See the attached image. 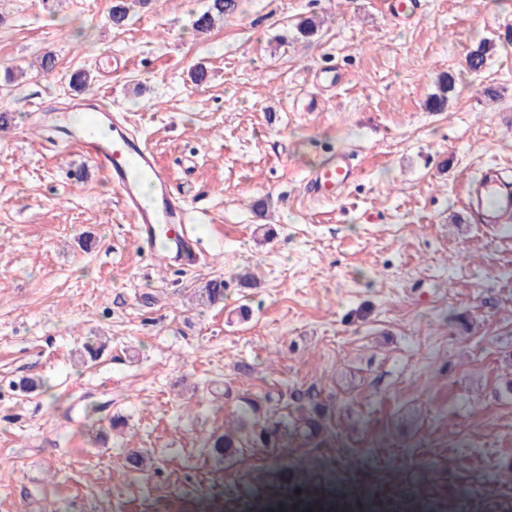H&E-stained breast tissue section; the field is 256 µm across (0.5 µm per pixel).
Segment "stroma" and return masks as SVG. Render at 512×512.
<instances>
[{"label":"stroma","mask_w":512,"mask_h":512,"mask_svg":"<svg viewBox=\"0 0 512 512\" xmlns=\"http://www.w3.org/2000/svg\"><path fill=\"white\" fill-rule=\"evenodd\" d=\"M113 2L0 0V512H270L353 483L372 506L412 486L512 512V229L463 204L483 168H512V0H417L408 22L385 0H238L206 34V0L137 5L118 29ZM79 95L202 212L196 263L141 249L62 130ZM341 151L355 181L309 198L306 172ZM212 279L223 303L197 304ZM301 396L316 434L209 454L235 416L256 433Z\"/></svg>","instance_id":"stroma-1"}]
</instances>
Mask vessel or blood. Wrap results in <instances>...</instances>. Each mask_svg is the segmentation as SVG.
<instances>
[{
  "label": "vessel or blood",
  "instance_id": "1",
  "mask_svg": "<svg viewBox=\"0 0 512 512\" xmlns=\"http://www.w3.org/2000/svg\"><path fill=\"white\" fill-rule=\"evenodd\" d=\"M82 151L110 178L146 252H154L157 243L161 242L165 245L167 260L194 259V241L188 229L189 206L173 188L167 171L144 143L116 124L109 139L83 137ZM133 162L156 188L152 205H144L140 199L139 186L129 171ZM357 173L352 156L341 152L333 163L308 173L305 186L314 198L333 199L342 194ZM466 207L477 223L511 224L512 179L505 177L501 170H487L470 183Z\"/></svg>",
  "mask_w": 512,
  "mask_h": 512
}]
</instances>
